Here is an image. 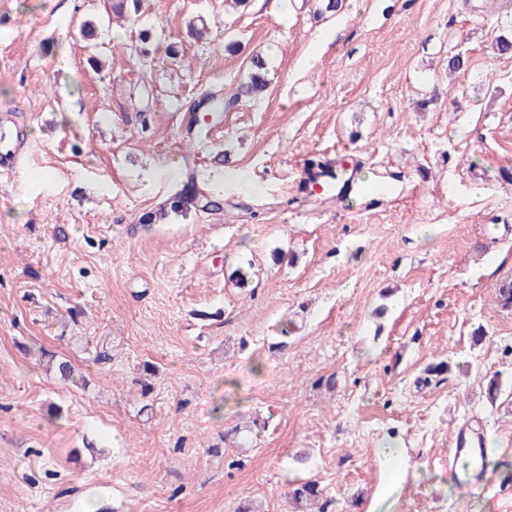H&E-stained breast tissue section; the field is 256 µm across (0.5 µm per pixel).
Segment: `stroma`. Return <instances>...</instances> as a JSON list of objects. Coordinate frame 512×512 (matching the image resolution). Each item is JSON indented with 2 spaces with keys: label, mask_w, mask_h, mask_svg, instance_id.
I'll use <instances>...</instances> for the list:
<instances>
[{
  "label": "stroma",
  "mask_w": 512,
  "mask_h": 512,
  "mask_svg": "<svg viewBox=\"0 0 512 512\" xmlns=\"http://www.w3.org/2000/svg\"><path fill=\"white\" fill-rule=\"evenodd\" d=\"M323 7L0 0V109L51 175L0 179V512H297L308 480L324 512H512V0ZM257 54L264 96L197 134ZM322 163L389 195L320 192ZM237 170L256 195L144 228ZM472 418L497 453L468 490L439 461ZM195 182L193 174H190L172 200L155 211L147 212L142 218V222L153 224L165 219L169 213H186L192 211V209L199 210L208 205L210 210H219L220 202L199 190Z\"/></svg>",
  "instance_id": "obj_1"
}]
</instances>
